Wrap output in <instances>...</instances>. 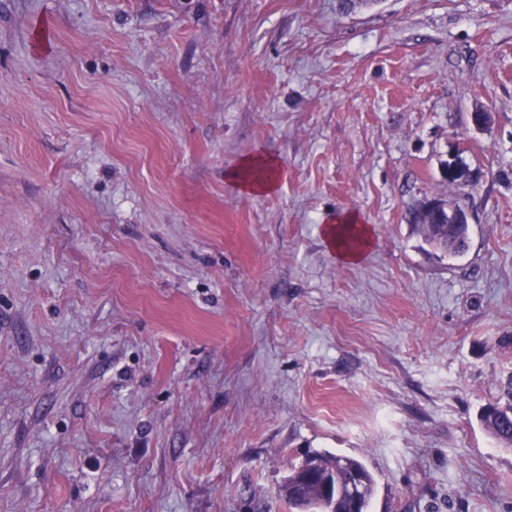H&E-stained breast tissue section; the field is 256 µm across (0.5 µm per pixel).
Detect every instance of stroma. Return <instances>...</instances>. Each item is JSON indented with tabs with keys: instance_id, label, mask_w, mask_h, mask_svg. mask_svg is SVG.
<instances>
[{
	"instance_id": "35a3bbf8",
	"label": "stroma",
	"mask_w": 512,
	"mask_h": 512,
	"mask_svg": "<svg viewBox=\"0 0 512 512\" xmlns=\"http://www.w3.org/2000/svg\"><path fill=\"white\" fill-rule=\"evenodd\" d=\"M457 197L453 256L407 209ZM511 377L512 0H0V512H288L325 451L512 512ZM256 164H263L265 166H268L272 171L271 176L265 181L250 182L243 180L240 177L241 171L244 170L245 168H248ZM281 176L282 171L280 170L279 166L273 159L264 158L260 156L246 159L233 174V178L235 179V182L240 188V190L248 194H264L273 192L277 188ZM354 214H344L336 217V224H328L324 229V236L328 246L336 252V257L344 263L360 261L364 251L371 245L370 231L365 224L359 223ZM342 226L354 228L359 236L360 244L357 247H346L339 239V229ZM502 399L505 401L501 404ZM479 419L484 429L497 442L512 447V377L501 387L499 401L485 406Z\"/></svg>"
}]
</instances>
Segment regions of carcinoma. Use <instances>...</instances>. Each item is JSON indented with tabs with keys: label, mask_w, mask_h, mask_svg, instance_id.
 <instances>
[{
	"label": "carcinoma",
	"mask_w": 512,
	"mask_h": 512,
	"mask_svg": "<svg viewBox=\"0 0 512 512\" xmlns=\"http://www.w3.org/2000/svg\"><path fill=\"white\" fill-rule=\"evenodd\" d=\"M410 222L419 226L424 241L433 249L450 255L463 253L468 247L469 225L447 223V214L440 210L423 215V206L409 211ZM501 398L485 406L479 419L484 429L497 442L512 447V376L501 387ZM361 479L358 512H369L376 483L372 473L359 460L330 452L314 453L292 469L278 490V497L288 512H344V503L324 493V485L336 480L347 487L352 476Z\"/></svg>",
	"instance_id": "cac0c4a2"
}]
</instances>
